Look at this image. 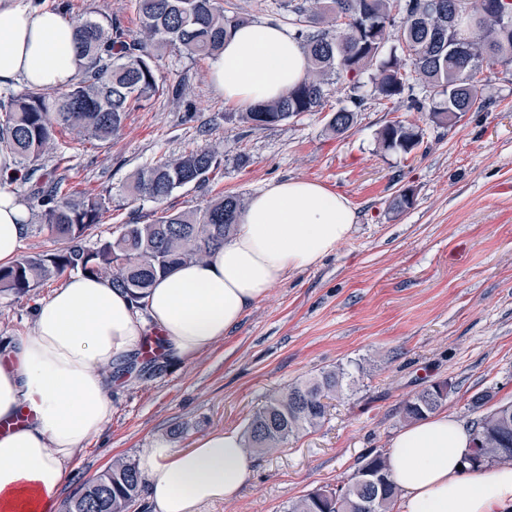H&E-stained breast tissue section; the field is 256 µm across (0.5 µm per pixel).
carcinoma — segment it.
Listing matches in <instances>:
<instances>
[{
	"label": "carcinoma",
	"instance_id": "obj_1",
	"mask_svg": "<svg viewBox=\"0 0 512 512\" xmlns=\"http://www.w3.org/2000/svg\"><path fill=\"white\" fill-rule=\"evenodd\" d=\"M140 29L130 36L117 18L89 17L75 23L80 57L79 77L67 89L51 94L27 89L0 98V148L23 168L57 148L63 137L105 142L120 134L127 115L152 97L167 91L159 79V51L169 49L187 58L212 57L224 50V40L249 23L239 13L229 15L223 0H135ZM456 0H288L290 12L302 18L296 38L309 67L299 85L280 98L249 107L239 121L254 128L276 126L311 112H321L330 81L350 88L351 106L337 109L328 130L341 135L357 121L366 96L397 101L418 82L429 96L412 104L432 122L451 123L479 107L483 70L512 67V2L501 14L503 0H472L473 14L460 19V48L448 47V14ZM402 17L397 44L387 46L385 34ZM422 130L399 121L379 132L387 151L411 153L422 141ZM222 165L217 148L206 147L145 165L132 175L129 188L141 198L163 205L178 190L201 187ZM30 197L41 223L26 232L46 234L62 247L36 253L8 268H0V291L24 294L65 272L76 271L112 280V284L142 299L157 277L187 262L203 261L224 246L245 208L244 199L225 194L189 211L162 209L147 224L122 225L119 234L93 248L85 240L99 223L102 198L64 189V179L42 180ZM352 374L341 365L321 370L272 396L249 417L244 445L273 452L320 425L327 400L352 385ZM448 398V383H434L406 400L402 414L418 420L438 410ZM487 434L484 448L472 453L469 468L512 464V404L479 416L472 434ZM374 468L385 481L381 487L360 480ZM145 492L135 460L116 457L95 481L85 484L64 505V512H130ZM326 496L314 489L288 504L287 512H344L338 500L357 504L382 500L380 512H392L398 496L385 455L361 458L350 482Z\"/></svg>",
	"mask_w": 512,
	"mask_h": 512
}]
</instances>
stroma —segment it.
<instances>
[{
	"label": "stroma",
	"instance_id": "1",
	"mask_svg": "<svg viewBox=\"0 0 512 512\" xmlns=\"http://www.w3.org/2000/svg\"><path fill=\"white\" fill-rule=\"evenodd\" d=\"M33 2L72 23L105 14L129 34L140 26L134 0ZM159 64L165 83H184L181 98L154 97L111 141H72L37 163L35 177H61L104 199L88 245L155 219L156 203L126 191L135 169L210 146L223 156L218 176L175 192L171 210L304 179L344 194L356 221L334 254L289 272L209 350L187 361H146L124 375L112 388L110 422L73 461L61 499L114 457H139L160 440L185 448L214 429L244 430L268 397L338 364L361 361L368 371L329 401L321 426L274 453L252 454L239 494L201 512H286L313 489L347 484L358 459L386 453L404 427L403 402L433 383L448 382L442 408L467 423L477 393L512 402V70H485L484 105L451 124L412 107V98L427 94L417 84L412 98L395 103L368 97L355 126L335 136L327 122L346 103L345 85L330 84L325 111L255 129L239 122L240 106L225 103L211 83L209 59L166 51ZM393 121L422 129L412 154L380 147L378 133ZM405 189L412 205L393 209ZM64 282L0 293V336L27 332L35 300Z\"/></svg>",
	"mask_w": 512,
	"mask_h": 512
}]
</instances>
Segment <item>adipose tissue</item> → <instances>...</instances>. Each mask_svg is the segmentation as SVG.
<instances>
[{
  "mask_svg": "<svg viewBox=\"0 0 512 512\" xmlns=\"http://www.w3.org/2000/svg\"><path fill=\"white\" fill-rule=\"evenodd\" d=\"M75 26L33 0H0V86L56 90L78 69ZM306 55L291 30L236 29L210 62L226 102L254 105L301 82ZM356 215L348 199L304 179L273 181L248 201L235 234L203 262L178 267L133 300L110 280L69 278L37 300L33 325L0 343V512H57L68 467L112 417V386L150 335L186 361L234 329L288 272L334 253ZM27 212L0 191V267L19 260ZM470 430L436 411L388 442L397 512H512V467L464 472ZM251 466L241 434L218 429L192 447L161 442L138 468L152 512H200L231 499Z\"/></svg>",
  "mask_w": 512,
  "mask_h": 512,
  "instance_id": "1",
  "label": "adipose tissue"
}]
</instances>
